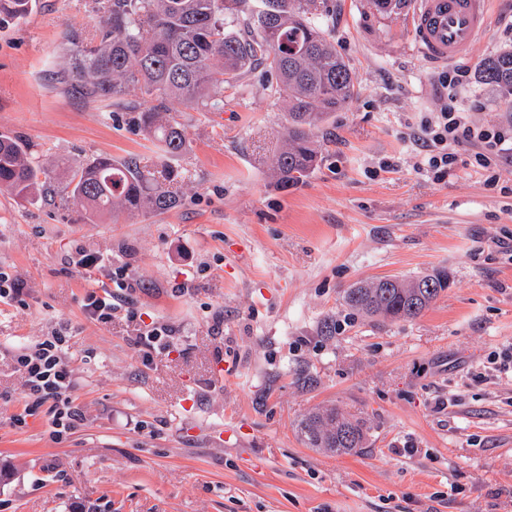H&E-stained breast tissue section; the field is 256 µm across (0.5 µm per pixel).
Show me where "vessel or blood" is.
Returning <instances> with one entry per match:
<instances>
[{"label":"vessel or blood","mask_w":512,"mask_h":512,"mask_svg":"<svg viewBox=\"0 0 512 512\" xmlns=\"http://www.w3.org/2000/svg\"><path fill=\"white\" fill-rule=\"evenodd\" d=\"M486 25V0H416L415 36L431 63L448 64L464 57Z\"/></svg>","instance_id":"b4317fda"}]
</instances>
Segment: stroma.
<instances>
[{
	"instance_id": "1",
	"label": "stroma",
	"mask_w": 512,
	"mask_h": 512,
	"mask_svg": "<svg viewBox=\"0 0 512 512\" xmlns=\"http://www.w3.org/2000/svg\"><path fill=\"white\" fill-rule=\"evenodd\" d=\"M335 4L357 94L285 190L270 169L286 108L261 71L223 112L169 103L188 148L167 159L132 111L55 79L67 28L92 33L99 0H37L0 30V134L29 145L51 186L62 162L99 154L181 174L177 208L99 223L0 191V271L24 284L0 302V512H512V151L492 170L456 145L438 179L413 138L450 103L473 125H512V93L475 75L512 50V0H489L450 67L421 54L412 7ZM453 67L467 76L452 87ZM83 251L106 271L77 267ZM439 267L451 286L413 320L341 304L355 283ZM92 292L112 293L111 322L87 314ZM155 327L173 341L147 362L134 339ZM60 330L84 420L58 442L45 409L15 427L11 353ZM330 405L367 422L362 452L306 447L299 420Z\"/></svg>"
}]
</instances>
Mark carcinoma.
Masks as SVG:
<instances>
[{"label":"carcinoma","mask_w":512,"mask_h":512,"mask_svg":"<svg viewBox=\"0 0 512 512\" xmlns=\"http://www.w3.org/2000/svg\"><path fill=\"white\" fill-rule=\"evenodd\" d=\"M36 0H0V28L24 19ZM91 35L65 34L59 83L87 98L118 102L131 92L172 100L196 112L224 111V92L264 68L266 88L284 97L288 128L272 163L281 189L303 183L316 169L314 130L349 103L356 87L336 48L329 23L332 0H102ZM480 80L512 87V50L485 59ZM137 127L175 155L187 149L180 122L160 107L138 112ZM42 170L21 140L0 135V189L26 198ZM175 171L154 172L135 157L97 155L68 165L61 202H78L89 221L109 211L163 214L180 204L169 188ZM450 287L448 270L413 278L379 277L343 291L351 313L378 321L417 318ZM311 448L349 454L364 447L369 428L337 408L313 412L297 424Z\"/></svg>","instance_id":"obj_1"}]
</instances>
